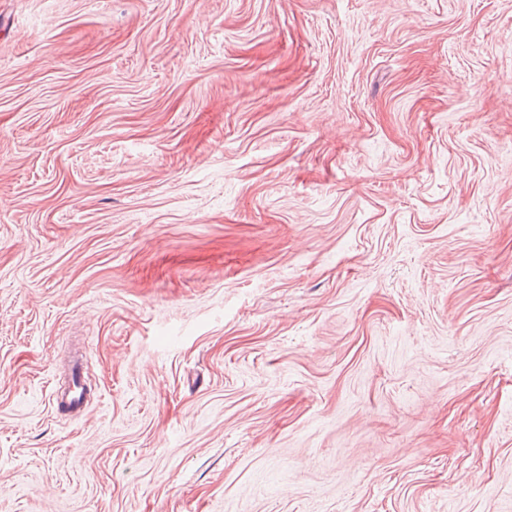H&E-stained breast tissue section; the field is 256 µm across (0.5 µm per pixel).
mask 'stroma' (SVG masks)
Instances as JSON below:
<instances>
[{
    "label": "stroma",
    "instance_id": "obj_1",
    "mask_svg": "<svg viewBox=\"0 0 512 512\" xmlns=\"http://www.w3.org/2000/svg\"><path fill=\"white\" fill-rule=\"evenodd\" d=\"M0 512H512V0H0Z\"/></svg>",
    "mask_w": 512,
    "mask_h": 512
}]
</instances>
